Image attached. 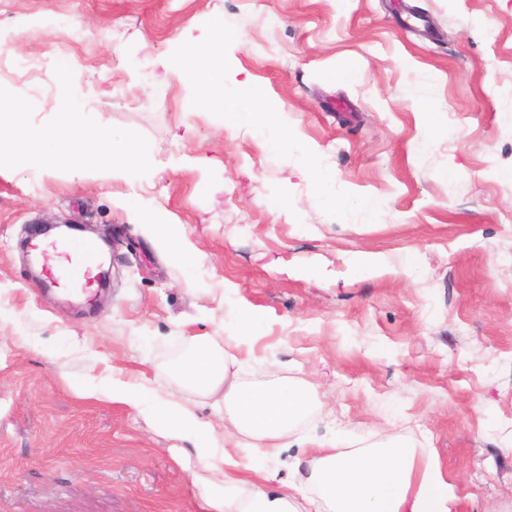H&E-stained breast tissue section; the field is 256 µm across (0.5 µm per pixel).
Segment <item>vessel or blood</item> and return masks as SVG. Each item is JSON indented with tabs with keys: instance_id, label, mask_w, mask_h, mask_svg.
Returning <instances> with one entry per match:
<instances>
[{
	"instance_id": "1",
	"label": "vessel or blood",
	"mask_w": 512,
	"mask_h": 512,
	"mask_svg": "<svg viewBox=\"0 0 512 512\" xmlns=\"http://www.w3.org/2000/svg\"><path fill=\"white\" fill-rule=\"evenodd\" d=\"M32 248L42 260L49 286L92 300L101 265L95 244L71 241L60 246L36 242Z\"/></svg>"
}]
</instances>
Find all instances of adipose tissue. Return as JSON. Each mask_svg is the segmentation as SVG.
<instances>
[{"mask_svg":"<svg viewBox=\"0 0 512 512\" xmlns=\"http://www.w3.org/2000/svg\"><path fill=\"white\" fill-rule=\"evenodd\" d=\"M210 59L207 46L196 47L189 56L200 105L221 106L226 125H245L274 146L289 145L279 102L227 88L223 69L212 66ZM63 95V121L40 128L29 127L14 103L0 100V165L67 169L110 179L148 165L150 157L139 141L115 138L98 126L78 122L75 92L67 89ZM239 321L240 334L227 337L223 348H215L210 337H192L193 350L176 371V385L223 391L230 421L223 435L199 421L174 392L162 395L143 383H105L92 376L74 389L83 397L109 394L125 402L172 437L190 441L200 460L221 458L228 472L223 494L208 501L212 512H300L301 500L315 512H448V485L438 464L394 436L381 447L350 452L312 441L304 458L309 474L303 483L289 485L284 493L256 487L255 478L264 474L260 460L288 448L289 437L313 402L306 386L285 380L272 386L239 382L238 371L252 359L251 336L262 315L246 308ZM225 442L234 444V452L222 450Z\"/></svg>","mask_w":512,"mask_h":512,"instance_id":"adipose-tissue-1","label":"adipose tissue"}]
</instances>
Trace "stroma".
<instances>
[{
    "label": "stroma",
    "mask_w": 512,
    "mask_h": 512,
    "mask_svg": "<svg viewBox=\"0 0 512 512\" xmlns=\"http://www.w3.org/2000/svg\"><path fill=\"white\" fill-rule=\"evenodd\" d=\"M221 20L244 23L212 54L226 84L278 99L298 149L198 107L187 51ZM0 53V94L31 124L67 86L151 159L112 181L0 172V512H207L221 460L71 383L167 391L190 337L223 342L242 305L265 317L244 380L306 381L321 407L298 440L408 437L433 449L449 512H512V0H0ZM365 195L368 221L348 204ZM44 220L117 240L94 310L32 277ZM362 252L374 275L354 273ZM298 440L267 491L301 480ZM314 178L317 184L318 201L325 208H335L337 204L335 177L323 169L314 168Z\"/></svg>",
    "instance_id": "stroma-1"
}]
</instances>
